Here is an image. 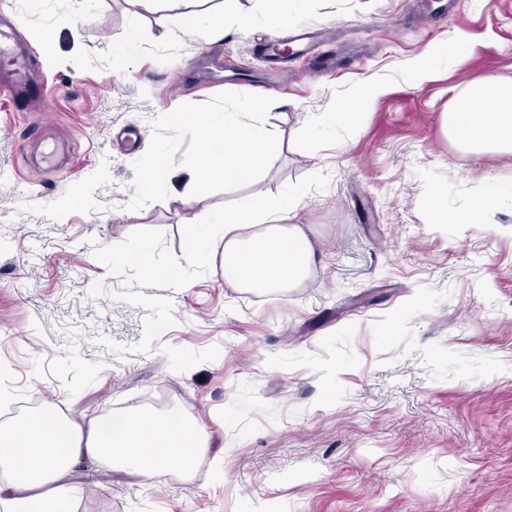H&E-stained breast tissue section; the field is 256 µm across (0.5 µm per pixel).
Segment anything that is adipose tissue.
<instances>
[{
  "mask_svg": "<svg viewBox=\"0 0 512 512\" xmlns=\"http://www.w3.org/2000/svg\"><path fill=\"white\" fill-rule=\"evenodd\" d=\"M443 122L462 145L512 152V84L494 76L473 82ZM298 207L295 198L280 205L260 196L248 208L225 211L215 256L226 285L286 289L307 279L315 250L295 221ZM211 440L209 425L190 415L176 424L169 412L131 407L107 426L102 416L76 419L53 406L0 425V469L8 473L0 495H19L27 512H65L57 483L83 460L120 465L147 480L173 463L187 481Z\"/></svg>",
  "mask_w": 512,
  "mask_h": 512,
  "instance_id": "obj_1",
  "label": "adipose tissue"
}]
</instances>
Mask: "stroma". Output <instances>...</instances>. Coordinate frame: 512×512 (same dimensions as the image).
Returning a JSON list of instances; mask_svg holds the SVG:
<instances>
[{
  "mask_svg": "<svg viewBox=\"0 0 512 512\" xmlns=\"http://www.w3.org/2000/svg\"><path fill=\"white\" fill-rule=\"evenodd\" d=\"M8 3L27 70L54 89L0 98V423L162 398L214 422L224 456L188 484L78 463L72 512H512V204L472 224L432 212L512 180L511 153L443 125L472 81H512V0H257L242 24L237 0H203L227 18L212 44L177 28L181 0ZM303 27L334 75L270 56ZM217 64L275 99L269 169L185 205L179 166L166 200L128 211L150 119L219 93ZM352 101L350 122L297 137ZM259 193L302 198L316 268L301 287L224 284L216 219ZM190 236L181 280L163 275Z\"/></svg>",
  "mask_w": 512,
  "mask_h": 512,
  "instance_id": "obj_1",
  "label": "stroma"
}]
</instances>
